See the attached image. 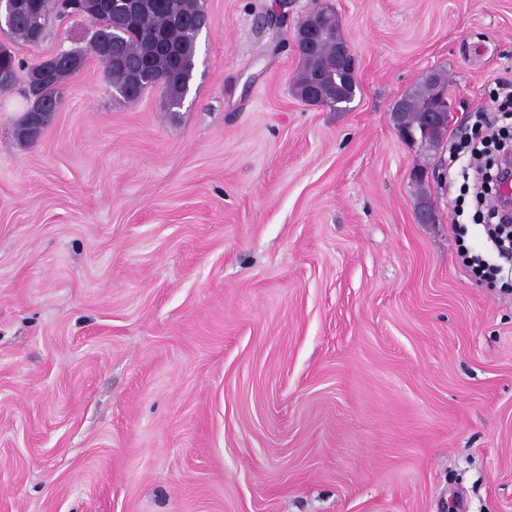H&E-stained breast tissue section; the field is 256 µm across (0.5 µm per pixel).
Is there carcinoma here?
I'll return each mask as SVG.
<instances>
[{"label":"carcinoma","instance_id":"obj_1","mask_svg":"<svg viewBox=\"0 0 512 512\" xmlns=\"http://www.w3.org/2000/svg\"><path fill=\"white\" fill-rule=\"evenodd\" d=\"M32 5L49 22L57 14V0H23ZM206 10L205 0H133L130 13L121 20L112 16V9L104 6L95 14L88 49H71L72 57L84 60L94 57L102 67L106 81L123 89L126 100H138L144 91L153 88L161 79L166 85L168 108H179L193 78L196 42L200 18ZM316 26L311 34V45L299 47L301 68L292 83L293 93L307 101L316 98L315 90L333 87L345 99L354 97L355 87L336 81L338 63L336 52L344 43L340 33V20L334 8L323 5L311 12ZM118 34L116 59L102 57L97 34L112 37ZM10 40L30 46L37 42L30 37L24 13L14 18L9 32ZM20 64L14 52L0 45V71L17 73ZM78 73L68 60L59 61L52 75L41 88L40 100L31 102L18 121L22 127L30 112H49L61 101V92L68 78ZM442 75H435L419 83L405 97L400 119L402 125L416 134L429 150L442 146L446 126L429 121L430 105L440 96Z\"/></svg>","mask_w":512,"mask_h":512}]
</instances>
